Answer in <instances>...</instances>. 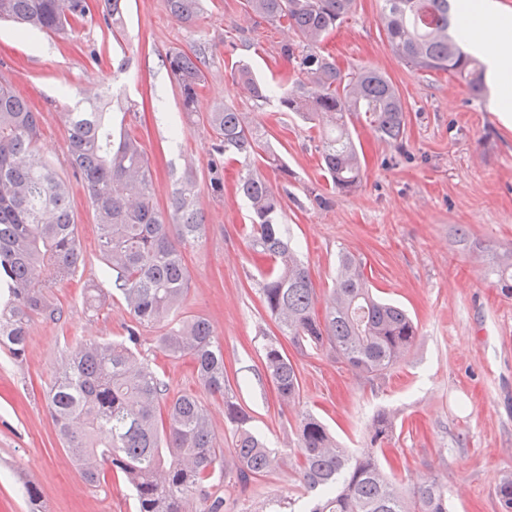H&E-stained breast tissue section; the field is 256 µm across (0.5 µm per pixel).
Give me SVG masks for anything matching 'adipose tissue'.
Here are the masks:
<instances>
[{
	"label": "adipose tissue",
	"instance_id": "obj_1",
	"mask_svg": "<svg viewBox=\"0 0 512 512\" xmlns=\"http://www.w3.org/2000/svg\"><path fill=\"white\" fill-rule=\"evenodd\" d=\"M477 20H461L458 35L484 55L491 75L498 81L512 82V17L493 10L490 0H478Z\"/></svg>",
	"mask_w": 512,
	"mask_h": 512
}]
</instances>
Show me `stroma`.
Here are the masks:
<instances>
[{
  "instance_id": "1",
  "label": "stroma",
  "mask_w": 512,
  "mask_h": 512,
  "mask_svg": "<svg viewBox=\"0 0 512 512\" xmlns=\"http://www.w3.org/2000/svg\"><path fill=\"white\" fill-rule=\"evenodd\" d=\"M123 3L118 38L96 21L65 36L1 21L0 80L27 88L41 115L37 149L63 178L71 179L72 169L62 112L86 87L111 83L121 104L113 122L140 139L160 208L169 209L177 178L186 163L194 164L206 232L186 251L184 312L207 318L223 345L225 394L205 389L190 359L165 357L156 330L143 331L138 353L157 365L170 393L197 396L225 450V466H232L235 446V429L224 416L228 399L277 449L276 471L245 485L224 483L216 494L233 512H268L272 500L298 490L293 464L302 415L317 416L341 447L356 453L366 446L373 416L383 412L396 424L385 454L398 485L410 491L435 477L448 487V512H499L497 487L512 477V297L502 295L494 276L512 263V122L500 118L501 87L486 81L477 96L457 77L411 70L385 37L382 0H356L323 50L343 71L373 68L391 80L405 106V134L391 145L365 120L354 121L352 135L365 159L362 184L318 208L309 195L329 185L317 133L275 104L256 108L229 76L241 60L276 83L288 67L280 54L285 28L255 22L245 0H201L192 24L173 18L162 0ZM175 49L204 60V85L190 119L165 64ZM226 105L243 112L288 167L285 177L264 165L258 171L285 192L284 223L317 290L328 287L345 249L365 263L382 297L416 320L413 348L386 375L358 376L327 347L301 352L265 310L248 248L247 206L235 193L238 169H226L220 197L206 177L214 138L205 118ZM71 207L85 263L52 290L64 316L33 318L22 358L0 352V512H133L120 477L109 474L91 486L75 465H63L66 453L46 407L67 343L121 338L131 320L112 296L95 218L77 182ZM86 287L101 291L97 313L84 304ZM271 342L282 345L300 373L299 397L289 406L279 404L263 368L262 348ZM28 479L40 486L38 504L20 491Z\"/></svg>"
}]
</instances>
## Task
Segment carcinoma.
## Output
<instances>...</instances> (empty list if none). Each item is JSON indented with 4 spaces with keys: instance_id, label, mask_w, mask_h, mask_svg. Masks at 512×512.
I'll list each match as a JSON object with an SVG mask.
<instances>
[{
    "instance_id": "obj_1",
    "label": "carcinoma",
    "mask_w": 512,
    "mask_h": 512,
    "mask_svg": "<svg viewBox=\"0 0 512 512\" xmlns=\"http://www.w3.org/2000/svg\"><path fill=\"white\" fill-rule=\"evenodd\" d=\"M251 13L284 24L296 40L281 55L292 64L276 87L262 83L251 67L235 65L230 76L261 108L276 100L284 112L325 125L320 165L331 191L348 193L363 178L351 119L364 115L380 139L396 143L406 125L404 106L393 83L371 69L345 73L317 52L355 7V0H247ZM176 18L190 23L200 0H164ZM460 0H383V30L394 52L414 71L448 72L474 94L484 91L479 60L461 46L457 27ZM122 31L121 0H0V21L11 20L49 33L75 32L95 19ZM166 64L181 92L185 114L204 82L201 58L174 51ZM68 127L67 152L73 174L86 193L99 228V250L112 276V293L129 310L132 324L118 341L77 339L55 372L46 402L62 448L89 484L108 465L129 485L135 512H189L193 496L228 478L241 484L279 465L275 449L246 428L249 416L225 401L238 425L235 467L224 470L220 448L199 400L169 397L167 383L134 350L145 328L159 329L160 350L187 356L200 382L224 394V348L202 316L183 315L189 288L185 251L205 232L197 207L195 171L178 180L170 201L175 224L156 203L149 159L139 138L112 128V113L79 102L62 113ZM215 142L207 166L209 185L224 194V169L238 164L237 191L249 204V248L269 262L260 271L264 308L283 335L300 349L325 345L351 370L374 379L386 374L414 346L418 328L405 309L373 291L362 263L340 255L336 278L319 308L309 268L284 236L281 195L253 171L260 159L288 175V167L237 110L208 113ZM39 113L11 85L0 83V349L18 359L25 353L27 323L33 316L55 321L63 307L51 288L69 280L84 257L70 206L69 183L36 149ZM263 363L279 401L299 397V375L283 349L264 348ZM393 421L377 418L370 447L352 455L314 415L299 422L298 480L309 498L307 512H448V492L433 478L409 493L392 479L381 444L392 438ZM501 512H512V478L499 485Z\"/></svg>"
}]
</instances>
